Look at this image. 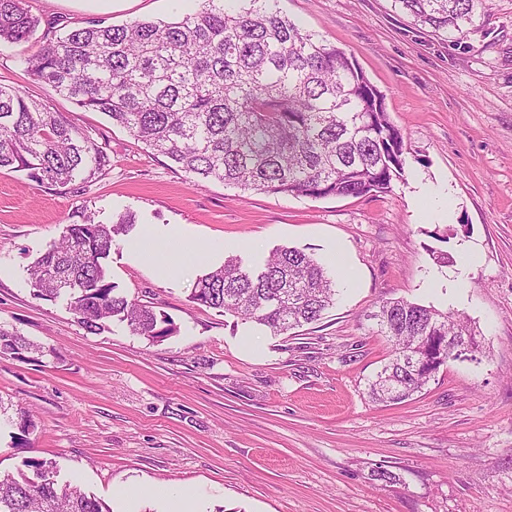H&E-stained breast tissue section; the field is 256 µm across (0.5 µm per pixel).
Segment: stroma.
Masks as SVG:
<instances>
[{"label": "stroma", "instance_id": "obj_1", "mask_svg": "<svg viewBox=\"0 0 512 512\" xmlns=\"http://www.w3.org/2000/svg\"><path fill=\"white\" fill-rule=\"evenodd\" d=\"M41 21L81 27L173 20L201 0H27ZM283 13L344 49L384 96L409 152L390 192L314 199L193 187L105 115L33 81L37 43L0 46V84L62 114L111 158L60 188L0 171V327L38 344V362L0 356V471L53 462L111 512H512V0H488L463 43L414 26L393 0H281ZM130 211L159 247L205 243L188 273L115 246L108 277L153 302L175 332L152 342L114 321L85 330L66 298H34L28 271L66 225ZM295 247L339 291L300 335L190 303L193 282L229 257ZM448 254V264L437 263ZM402 297L455 312L479 333L411 399L367 388L391 344L372 318ZM32 415L24 441L12 420ZM376 470L401 484L373 480Z\"/></svg>", "mask_w": 512, "mask_h": 512}]
</instances>
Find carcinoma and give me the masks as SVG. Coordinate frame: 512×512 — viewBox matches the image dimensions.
Listing matches in <instances>:
<instances>
[{
  "label": "carcinoma",
  "mask_w": 512,
  "mask_h": 512,
  "mask_svg": "<svg viewBox=\"0 0 512 512\" xmlns=\"http://www.w3.org/2000/svg\"><path fill=\"white\" fill-rule=\"evenodd\" d=\"M173 22L99 21L58 34L43 30L25 59L29 75L77 107L105 114L201 186L310 198L386 193L405 173L404 135L389 119L384 95L343 49L282 14L280 0H203ZM415 25L460 40L486 0H394ZM41 20L25 0H0V43L33 39ZM109 155L58 113L0 84V169L66 187L105 170ZM135 216L112 224L91 216L67 225L61 241L30 268L37 299L63 295L91 333L117 319L148 340L174 333L147 302L130 300L108 280L105 261ZM325 268L301 250L280 247L254 269L229 258L198 278L194 304L286 334L312 324L334 305ZM392 354L369 385L372 399L400 403L420 392L448 363V337L470 340L468 322L403 298L371 314ZM39 348L0 327V355L34 361ZM404 357L417 360L408 371ZM0 475V512H110L80 487L61 484L56 466L27 460Z\"/></svg>",
  "instance_id": "cac0c4a2"
}]
</instances>
